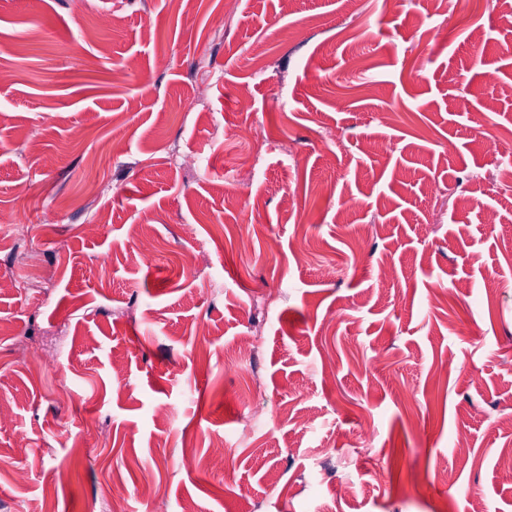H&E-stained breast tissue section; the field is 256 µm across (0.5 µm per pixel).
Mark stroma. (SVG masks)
Instances as JSON below:
<instances>
[{
  "label": "stroma",
  "mask_w": 512,
  "mask_h": 512,
  "mask_svg": "<svg viewBox=\"0 0 512 512\" xmlns=\"http://www.w3.org/2000/svg\"><path fill=\"white\" fill-rule=\"evenodd\" d=\"M0 70V512H512V0H0ZM215 449L211 454L199 457L191 452H185L181 461L184 465L193 466L198 469H212L224 464L223 443L214 445Z\"/></svg>",
  "instance_id": "1"
}]
</instances>
